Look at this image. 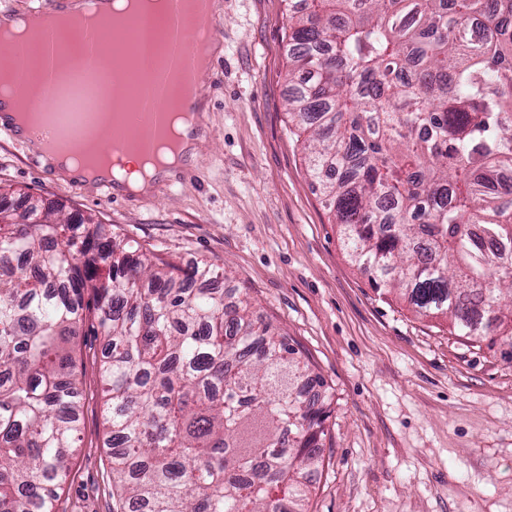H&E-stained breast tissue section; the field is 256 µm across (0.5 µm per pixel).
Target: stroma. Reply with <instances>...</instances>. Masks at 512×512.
Here are the masks:
<instances>
[{
    "instance_id": "35a3bbf8",
    "label": "stroma",
    "mask_w": 512,
    "mask_h": 512,
    "mask_svg": "<svg viewBox=\"0 0 512 512\" xmlns=\"http://www.w3.org/2000/svg\"><path fill=\"white\" fill-rule=\"evenodd\" d=\"M216 3L219 66L196 181L111 203L0 131V184L92 216L163 259L229 270L225 288L247 293L323 381V464L304 512H512V346H472L356 270L286 111L285 0ZM103 347L100 336L77 340L81 444L57 512H120L104 444Z\"/></svg>"
}]
</instances>
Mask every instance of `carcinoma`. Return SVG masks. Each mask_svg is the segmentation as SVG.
<instances>
[{
  "label": "carcinoma",
  "instance_id": "1",
  "mask_svg": "<svg viewBox=\"0 0 512 512\" xmlns=\"http://www.w3.org/2000/svg\"><path fill=\"white\" fill-rule=\"evenodd\" d=\"M289 114L351 263L473 343L512 342V0H288ZM0 512H56L80 441L78 336H102L128 512L306 499L321 384L247 295L192 284L61 209L0 223Z\"/></svg>",
  "mask_w": 512,
  "mask_h": 512
}]
</instances>
